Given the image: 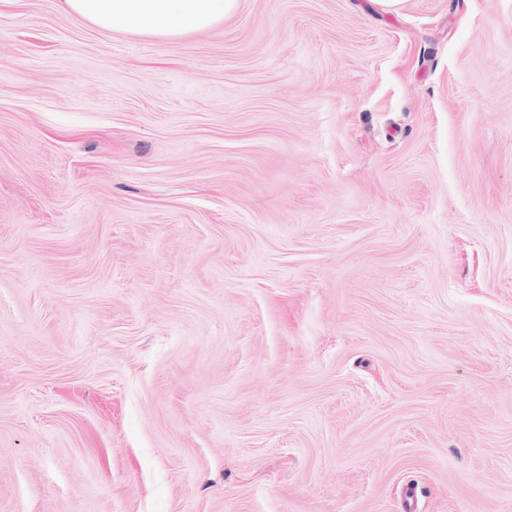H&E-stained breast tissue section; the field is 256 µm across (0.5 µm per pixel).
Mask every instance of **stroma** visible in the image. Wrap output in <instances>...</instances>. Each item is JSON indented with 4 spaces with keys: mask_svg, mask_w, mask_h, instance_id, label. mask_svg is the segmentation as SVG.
I'll return each mask as SVG.
<instances>
[{
    "mask_svg": "<svg viewBox=\"0 0 512 512\" xmlns=\"http://www.w3.org/2000/svg\"><path fill=\"white\" fill-rule=\"evenodd\" d=\"M0 512H512V0H0ZM67 13L88 18L101 29L175 37L224 20L237 0H61Z\"/></svg>",
    "mask_w": 512,
    "mask_h": 512,
    "instance_id": "35a3bbf8",
    "label": "stroma"
}]
</instances>
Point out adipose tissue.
<instances>
[{
    "label": "adipose tissue",
    "mask_w": 512,
    "mask_h": 512,
    "mask_svg": "<svg viewBox=\"0 0 512 512\" xmlns=\"http://www.w3.org/2000/svg\"><path fill=\"white\" fill-rule=\"evenodd\" d=\"M236 0H63L64 11L105 30L175 37L223 21Z\"/></svg>",
    "instance_id": "ef3b65f1"
}]
</instances>
